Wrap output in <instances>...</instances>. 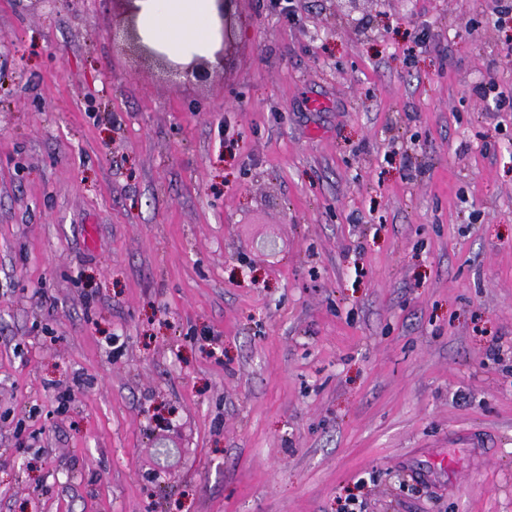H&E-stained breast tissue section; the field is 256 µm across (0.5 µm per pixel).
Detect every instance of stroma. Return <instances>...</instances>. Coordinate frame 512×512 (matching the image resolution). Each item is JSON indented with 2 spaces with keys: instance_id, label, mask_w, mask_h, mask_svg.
<instances>
[{
  "instance_id": "obj_1",
  "label": "stroma",
  "mask_w": 512,
  "mask_h": 512,
  "mask_svg": "<svg viewBox=\"0 0 512 512\" xmlns=\"http://www.w3.org/2000/svg\"><path fill=\"white\" fill-rule=\"evenodd\" d=\"M492 6L237 0L188 83L0 0V512H512ZM236 0H218L219 16L221 20L222 41L219 50L216 52V58L219 64L224 66V57L231 47L234 35V16L230 13L228 5Z\"/></svg>"
}]
</instances>
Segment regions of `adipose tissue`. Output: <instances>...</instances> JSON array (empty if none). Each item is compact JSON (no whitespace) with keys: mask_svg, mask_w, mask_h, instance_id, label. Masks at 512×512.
<instances>
[{"mask_svg":"<svg viewBox=\"0 0 512 512\" xmlns=\"http://www.w3.org/2000/svg\"><path fill=\"white\" fill-rule=\"evenodd\" d=\"M144 45L169 60L213 59L220 42L216 0H133Z\"/></svg>","mask_w":512,"mask_h":512,"instance_id":"ef3b65f1","label":"adipose tissue"}]
</instances>
